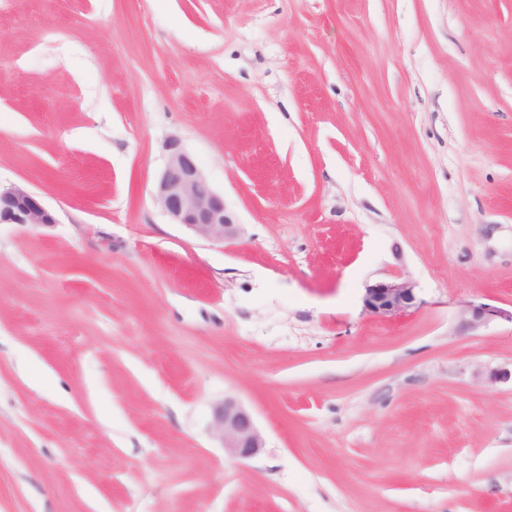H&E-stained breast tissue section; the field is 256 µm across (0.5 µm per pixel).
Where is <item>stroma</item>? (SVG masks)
<instances>
[{
	"label": "stroma",
	"instance_id": "stroma-1",
	"mask_svg": "<svg viewBox=\"0 0 512 512\" xmlns=\"http://www.w3.org/2000/svg\"><path fill=\"white\" fill-rule=\"evenodd\" d=\"M0 182V512H512V0H0ZM168 157L156 183L155 197L176 224H182L198 237L224 242L238 235L240 224L176 137L168 142ZM57 221L36 193L19 184L0 182V224L47 225ZM421 303L416 282L407 277L370 285L363 298L365 312L380 318L396 317ZM466 318L462 319V324L470 329H478L497 318L510 319L512 322V311L510 314L500 307L488 303L469 304L466 306ZM214 426L222 438L225 452L248 459L264 448V439L250 411L232 398L214 410Z\"/></svg>",
	"mask_w": 512,
	"mask_h": 512
}]
</instances>
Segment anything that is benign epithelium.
I'll list each match as a JSON object with an SVG mask.
<instances>
[{
	"label": "benign epithelium",
	"instance_id": "7a95c632",
	"mask_svg": "<svg viewBox=\"0 0 512 512\" xmlns=\"http://www.w3.org/2000/svg\"><path fill=\"white\" fill-rule=\"evenodd\" d=\"M168 157L156 183L155 197L162 209L177 224L198 237L222 242L238 235L239 224L227 209L224 196L217 193L176 137L168 142ZM58 223L55 213L33 191L19 184H0V224L47 225ZM421 305L417 284L410 278L397 277L365 289V312L393 318ZM462 324L477 329L498 319L512 320V313L488 303L469 304ZM214 426L222 438L224 451L241 458L256 456L264 448V439L250 411L227 398L214 410Z\"/></svg>",
	"mask_w": 512,
	"mask_h": 512
}]
</instances>
